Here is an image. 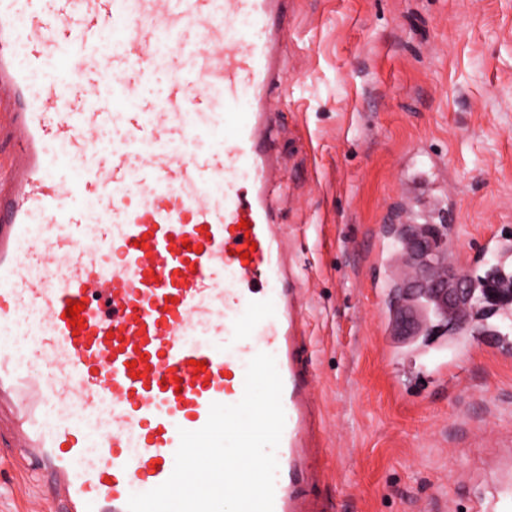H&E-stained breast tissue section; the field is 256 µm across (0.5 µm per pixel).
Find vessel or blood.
Instances as JSON below:
<instances>
[{
    "mask_svg": "<svg viewBox=\"0 0 512 512\" xmlns=\"http://www.w3.org/2000/svg\"><path fill=\"white\" fill-rule=\"evenodd\" d=\"M287 27L288 0H0V444L51 470L43 512H127L261 352L273 512H326L299 490L322 411L267 194Z\"/></svg>",
    "mask_w": 512,
    "mask_h": 512,
    "instance_id": "vessel-or-blood-1",
    "label": "vessel or blood"
}]
</instances>
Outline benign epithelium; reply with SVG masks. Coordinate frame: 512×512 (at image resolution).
<instances>
[{"label": "benign epithelium", "mask_w": 512, "mask_h": 512, "mask_svg": "<svg viewBox=\"0 0 512 512\" xmlns=\"http://www.w3.org/2000/svg\"><path fill=\"white\" fill-rule=\"evenodd\" d=\"M399 238L404 243L403 257L414 269L413 276L401 285L399 335L423 336L441 328L454 336L474 323L476 311L512 305L511 290L488 282L478 295L469 275L448 269L441 261L443 237L436 228L408 224Z\"/></svg>", "instance_id": "benign-epithelium-1"}]
</instances>
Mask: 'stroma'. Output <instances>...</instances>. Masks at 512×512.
<instances>
[{
    "instance_id": "obj_1",
    "label": "stroma",
    "mask_w": 512,
    "mask_h": 512,
    "mask_svg": "<svg viewBox=\"0 0 512 512\" xmlns=\"http://www.w3.org/2000/svg\"><path fill=\"white\" fill-rule=\"evenodd\" d=\"M270 95L279 221L322 402L332 512H485L512 484L500 316L429 337L454 392L390 317L393 224L452 227L459 267L512 235V0H290ZM0 447V512L44 484Z\"/></svg>"
}]
</instances>
